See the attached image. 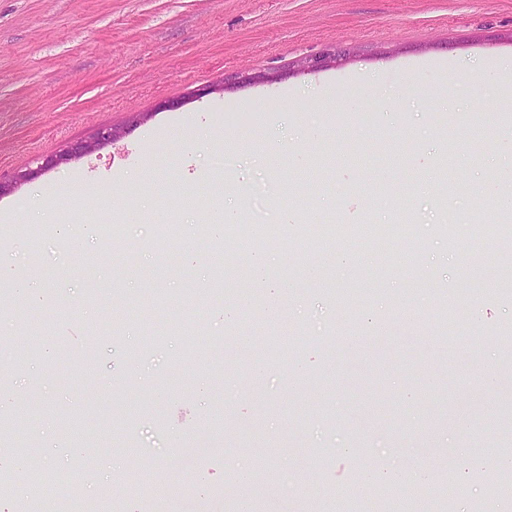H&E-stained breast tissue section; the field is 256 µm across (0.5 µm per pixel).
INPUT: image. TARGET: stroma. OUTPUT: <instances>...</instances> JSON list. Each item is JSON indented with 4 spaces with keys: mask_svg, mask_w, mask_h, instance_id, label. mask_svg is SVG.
Instances as JSON below:
<instances>
[{
    "mask_svg": "<svg viewBox=\"0 0 512 512\" xmlns=\"http://www.w3.org/2000/svg\"><path fill=\"white\" fill-rule=\"evenodd\" d=\"M510 63L512 0H0V255L44 288L0 296V379L40 465H78L75 415L86 512L119 492L229 512L286 474L265 512H347L373 505L377 471L418 512L447 480L464 487L448 512H512L467 479L512 460ZM255 72L271 82L239 83ZM103 128L119 138L16 182ZM229 204L253 230L296 213L263 248L277 309L246 254L230 267L203 242ZM59 219L100 233L68 250ZM320 222L409 234L381 257L307 242Z\"/></svg>",
    "mask_w": 512,
    "mask_h": 512,
    "instance_id": "obj_1",
    "label": "stroma"
}]
</instances>
